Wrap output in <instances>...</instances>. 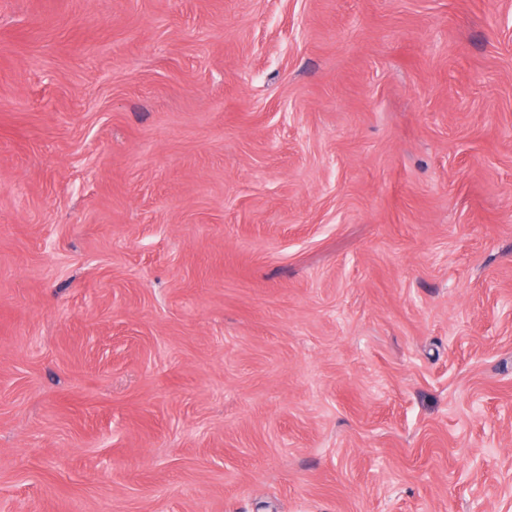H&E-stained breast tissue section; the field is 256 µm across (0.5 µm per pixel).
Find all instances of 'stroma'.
Listing matches in <instances>:
<instances>
[{
    "mask_svg": "<svg viewBox=\"0 0 512 512\" xmlns=\"http://www.w3.org/2000/svg\"><path fill=\"white\" fill-rule=\"evenodd\" d=\"M0 512H512V0H0Z\"/></svg>",
    "mask_w": 512,
    "mask_h": 512,
    "instance_id": "stroma-1",
    "label": "stroma"
}]
</instances>
